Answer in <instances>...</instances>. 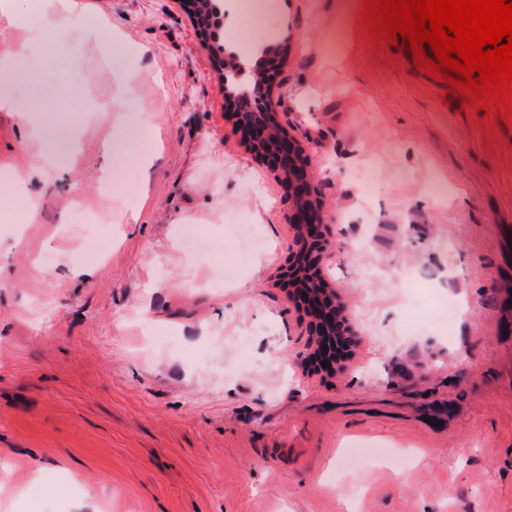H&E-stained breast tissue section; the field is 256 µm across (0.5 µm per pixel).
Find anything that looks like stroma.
Wrapping results in <instances>:
<instances>
[{"label": "stroma", "mask_w": 512, "mask_h": 512, "mask_svg": "<svg viewBox=\"0 0 512 512\" xmlns=\"http://www.w3.org/2000/svg\"><path fill=\"white\" fill-rule=\"evenodd\" d=\"M0 27V512H512V129L461 111L411 54L384 55L361 0H283L269 44L279 118L309 154L332 246L320 269L356 339L312 359L287 284L297 251L279 179L224 109L176 0H74ZM123 129L97 117L117 78ZM75 134L66 181L36 124ZM128 157L111 160L107 141ZM376 189L359 193L365 168ZM81 196L95 223L72 211ZM265 245L232 287L179 243L196 224ZM453 295L450 330L412 326L402 271ZM388 449L334 476L345 444Z\"/></svg>", "instance_id": "obj_1"}]
</instances>
